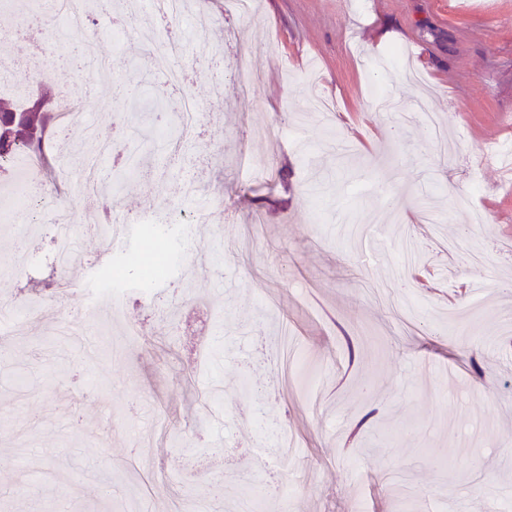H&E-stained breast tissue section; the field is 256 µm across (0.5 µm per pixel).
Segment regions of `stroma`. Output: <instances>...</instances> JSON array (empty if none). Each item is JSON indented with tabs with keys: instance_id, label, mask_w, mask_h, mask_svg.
<instances>
[{
	"instance_id": "35a3bbf8",
	"label": "stroma",
	"mask_w": 512,
	"mask_h": 512,
	"mask_svg": "<svg viewBox=\"0 0 512 512\" xmlns=\"http://www.w3.org/2000/svg\"><path fill=\"white\" fill-rule=\"evenodd\" d=\"M116 13L97 10L91 38L60 29L54 11L0 6L6 62L46 51L54 63L34 92L77 97L98 134L73 148L46 140L41 158L0 172V194L16 171L52 191L83 254L55 267L42 207L0 228V257L32 258L0 272V308L23 314L0 341V512H173L216 496L233 512L242 489L225 472L256 471L283 433L311 477L270 468L259 512H512V174L485 159L512 141V0H260L245 21L224 0H189L188 45L222 58L182 88L137 68L86 79L72 62L86 44L104 59L143 55L137 39L114 41ZM397 49L409 69L372 71ZM250 70L260 80L247 90ZM130 86L192 94L208 118L183 146H138ZM102 140L110 173L145 150L112 200L136 220L132 249L165 251L138 219L183 203L188 184L208 181L217 204L165 285L172 318L130 291L76 339L75 312L120 259L82 193ZM427 206L440 223L422 222ZM218 249L220 280L205 271ZM358 424L390 431L361 453Z\"/></svg>"
}]
</instances>
